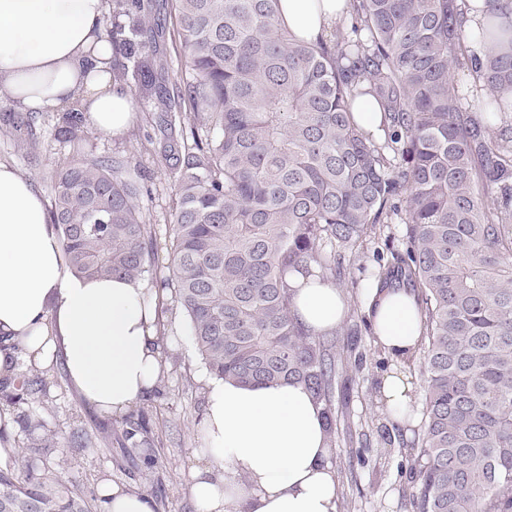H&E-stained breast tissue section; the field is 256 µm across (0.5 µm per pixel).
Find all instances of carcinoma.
<instances>
[{
    "mask_svg": "<svg viewBox=\"0 0 512 512\" xmlns=\"http://www.w3.org/2000/svg\"><path fill=\"white\" fill-rule=\"evenodd\" d=\"M153 0H108L105 38L123 57L112 82L148 110L149 150L175 189L170 289L209 373L242 385L301 383L324 403L335 442L336 375L351 353L314 337L291 310L288 270L341 281L352 249L404 203L406 248L379 265L388 286L418 292L424 333L410 362L424 377L421 425L405 466L413 512H512V37L469 55L482 81L472 116L454 72L470 48L457 0H352L351 28L312 44L280 17V0H174L173 37L187 75L171 76L152 35ZM383 112L384 142L353 120L356 97ZM42 114L19 112L0 135L35 151ZM55 136L74 147L51 176L50 220L71 272L143 280L156 252L151 195L127 158L89 146L78 105ZM0 381L12 404L41 401L58 376L27 368ZM44 430L34 453L59 444ZM147 469L159 460L143 415ZM71 448L109 446L80 429ZM92 495L59 471L0 465V512H92Z\"/></svg>",
    "mask_w": 512,
    "mask_h": 512,
    "instance_id": "cac0c4a2",
    "label": "carcinoma"
}]
</instances>
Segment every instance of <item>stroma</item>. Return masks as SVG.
Segmentation results:
<instances>
[{"label":"stroma","mask_w":512,"mask_h":512,"mask_svg":"<svg viewBox=\"0 0 512 512\" xmlns=\"http://www.w3.org/2000/svg\"><path fill=\"white\" fill-rule=\"evenodd\" d=\"M147 122L148 114L139 106L123 135L112 136L94 129L90 140L99 154L130 158L152 189L144 205L152 217L157 253L153 273L144 284L155 288L169 274L174 195L163 166L140 144ZM71 155V147L55 140L47 130L42 133L38 157L32 162L24 160L12 142L0 137V163L29 178L47 201L53 197V170ZM405 242L406 226L396 219L377 225L362 247L345 255L346 272L340 291L348 314L341 323L340 341L352 346L360 366L341 375L333 399L337 425L330 462L336 473V512H411L410 475L400 472L398 465L405 443L413 441L418 426L391 422L383 410L378 387L384 368L362 311V282L366 275L374 273L377 257L403 249ZM163 302L158 313L163 359L159 392L135 405L149 423L154 448L160 454L159 467L149 472L141 462L122 459L119 418L101 417L78 397L69 382L52 386L35 409L61 438L44 463L62 471L70 482L87 491L97 490L105 480L122 483L136 492L161 494L166 502L164 512H194L190 473L202 458L201 420L210 374L193 348L186 319L176 307L171 291H164ZM79 426L111 434V447H68L67 438Z\"/></svg>","instance_id":"obj_1"}]
</instances>
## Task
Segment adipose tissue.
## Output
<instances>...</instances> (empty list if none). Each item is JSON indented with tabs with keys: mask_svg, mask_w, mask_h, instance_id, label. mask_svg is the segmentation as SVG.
<instances>
[{
	"mask_svg": "<svg viewBox=\"0 0 512 512\" xmlns=\"http://www.w3.org/2000/svg\"><path fill=\"white\" fill-rule=\"evenodd\" d=\"M298 39H327L344 25L349 0H280ZM105 0H0V100L25 110H63L81 99L98 131L118 136L134 119L129 93L112 85V46L99 21ZM291 309L314 335L340 324L347 304L317 269L289 276ZM158 301L142 281L82 278L68 269L41 195L0 163V380L19 358L65 362L89 405L120 415L149 395L162 375ZM364 310L376 345L406 359L424 331L416 297L371 285ZM389 417L406 422L411 386L383 374ZM207 461L191 474L196 512H336L323 405L299 383L244 386L209 380L202 417ZM102 512H156L147 494L105 483Z\"/></svg>",
	"mask_w": 512,
	"mask_h": 512,
	"instance_id": "adipose-tissue-1",
	"label": "adipose tissue"
}]
</instances>
